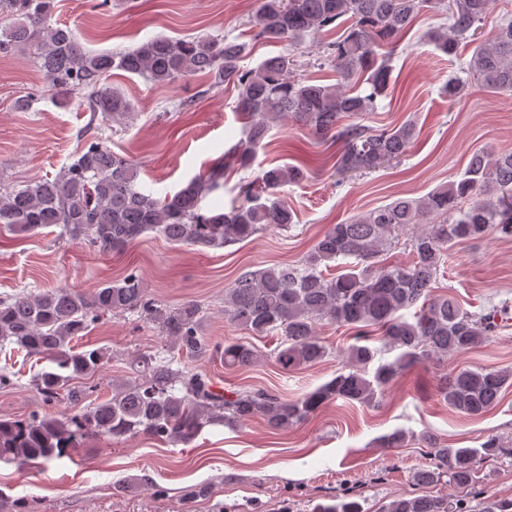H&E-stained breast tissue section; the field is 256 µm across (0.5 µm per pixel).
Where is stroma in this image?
<instances>
[{
  "mask_svg": "<svg viewBox=\"0 0 512 512\" xmlns=\"http://www.w3.org/2000/svg\"><path fill=\"white\" fill-rule=\"evenodd\" d=\"M255 0H60L57 20L76 28L86 49L120 52L158 36H229L248 41V20ZM426 13L390 46L394 84L369 117L374 126L414 120L420 135L401 162L347 177L336 173L340 147L317 139L308 128L288 123L275 127L258 154L264 166L303 159L309 180L288 185L280 201L296 215L291 229H266L252 238L200 252L167 243L155 233L119 253L102 252L62 238L59 228L36 234L0 236V294L21 289L67 286L92 292L105 281L136 272L157 300L174 305L196 300L207 315L204 334L212 342L251 340L266 356L256 366L230 371L216 357L191 360L190 368L207 373L226 389L266 387L294 398L331 379L346 365L351 330L321 323L317 332L330 349L322 362L285 374L269 355L279 339L249 336L224 317V290L245 269L294 264L309 251L328 225L345 221L404 196L419 198L458 178L472 153L512 152V97L491 92L470 78L462 98L449 103L443 88L449 77L463 75L473 53L464 43L458 58L437 51L426 39L439 25ZM336 32L310 42L257 43L244 64L255 67L279 53L295 56L296 78L335 83L336 72L324 60L323 44ZM44 84L32 57H0V187L23 184L57 173L81 147L88 113L63 107L40 95ZM101 88H116L129 101L133 117L111 135L113 150L139 166V181L158 194L178 190L195 174L242 139L234 109L235 93L215 88L206 76H191L168 86L117 73ZM32 95L31 110L17 109L18 97ZM188 101L186 110L175 100ZM452 260L441 272L437 295L455 298L471 311L512 309V238L495 235L454 245ZM84 344L111 350L112 358L94 376L99 395L113 380L130 375L135 354L160 350L158 330L133 314L107 316L95 324ZM0 367L13 375L0 387V416L34 413L69 415L66 399L44 402L33 386L36 359L0 350ZM512 368V318L490 340L450 356L448 361L404 372L386 390L379 405L334 402L318 415L283 432H272L262 419L230 429L207 427L192 445L137 436L121 444L86 440L72 457L42 468L0 461V498H24L29 512H183L181 498L190 486L207 482L210 500L192 512H311L313 505L347 484L358 485L367 512L401 495L419 494L414 471L428 467L427 448H382L379 437L396 429L434 432L451 448H476L488 437L502 440L497 457L481 461L474 490L478 496L512 498V388L497 407L478 417L446 404L436 390L440 375L462 369ZM132 479L133 490L112 485Z\"/></svg>",
  "mask_w": 512,
  "mask_h": 512,
  "instance_id": "stroma-1",
  "label": "stroma"
}]
</instances>
